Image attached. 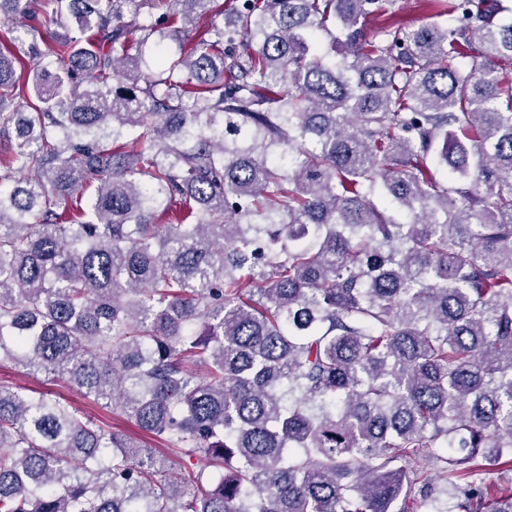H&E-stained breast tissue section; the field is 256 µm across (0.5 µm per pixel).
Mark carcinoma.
Returning <instances> with one entry per match:
<instances>
[{
  "instance_id": "cac0c4a2",
  "label": "carcinoma",
  "mask_w": 512,
  "mask_h": 512,
  "mask_svg": "<svg viewBox=\"0 0 512 512\" xmlns=\"http://www.w3.org/2000/svg\"><path fill=\"white\" fill-rule=\"evenodd\" d=\"M153 2L0 0V363L162 444L0 385V512H512V3ZM436 0H397L395 10L399 16L415 26L427 21H440ZM222 17L223 16L214 18V17H211L210 15L206 14V15L197 17V19L195 20V23L192 26L178 29V30H181V33H179L178 40L171 43L172 49L176 50L179 48V45H181V47L185 49V53H188L195 41L197 31L199 29H203L212 20H217L218 22H221ZM0 385H20L34 390L52 392L56 396L69 400L83 417L91 419L99 425L109 426L111 429L116 427L143 446L151 448L161 446L151 434L141 430L133 423L127 422L117 414H112V411L100 408L92 400L83 398L63 380L45 375H27L12 364L4 363L0 364Z\"/></svg>"
}]
</instances>
